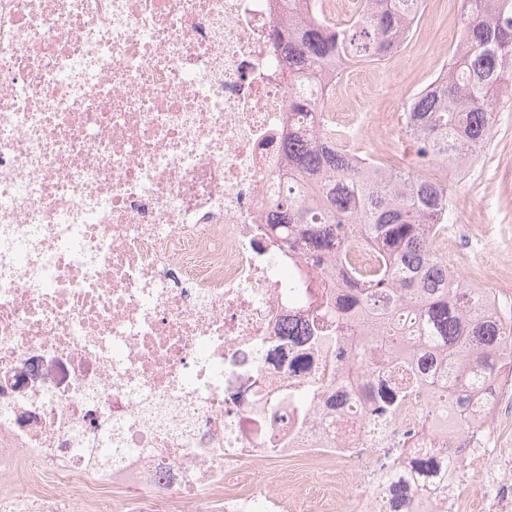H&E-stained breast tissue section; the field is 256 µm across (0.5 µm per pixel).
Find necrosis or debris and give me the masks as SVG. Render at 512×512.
Returning a JSON list of instances; mask_svg holds the SVG:
<instances>
[{
	"label": "necrosis or debris",
	"instance_id": "4bbe7bcc",
	"mask_svg": "<svg viewBox=\"0 0 512 512\" xmlns=\"http://www.w3.org/2000/svg\"><path fill=\"white\" fill-rule=\"evenodd\" d=\"M287 24V0H0V512H512L511 393L462 432L422 371L385 415L397 353L342 378L361 315L306 334L311 269L266 232Z\"/></svg>",
	"mask_w": 512,
	"mask_h": 512
}]
</instances>
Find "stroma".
Here are the masks:
<instances>
[{
	"label": "stroma",
	"instance_id": "stroma-1",
	"mask_svg": "<svg viewBox=\"0 0 512 512\" xmlns=\"http://www.w3.org/2000/svg\"><path fill=\"white\" fill-rule=\"evenodd\" d=\"M426 17L398 54L379 63L346 87H336L330 99L335 112L360 110L381 114L404 106L407 94L428 85L452 50L445 32L459 31L461 0H426ZM454 208L464 236L512 239V95L499 103L498 122L490 146L465 178L449 179ZM460 269L469 283L484 289L501 305L512 306V292L502 281L512 278V250L499 254L490 268L476 263L468 250L459 252Z\"/></svg>",
	"mask_w": 512,
	"mask_h": 512
}]
</instances>
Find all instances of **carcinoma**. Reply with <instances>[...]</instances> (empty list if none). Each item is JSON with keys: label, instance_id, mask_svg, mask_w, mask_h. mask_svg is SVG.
Listing matches in <instances>:
<instances>
[{"label": "carcinoma", "instance_id": "cac0c4a2", "mask_svg": "<svg viewBox=\"0 0 512 512\" xmlns=\"http://www.w3.org/2000/svg\"><path fill=\"white\" fill-rule=\"evenodd\" d=\"M423 0H364L352 24L327 27L304 12H288V70L296 89L288 109L300 114L283 138L288 179L276 198V240L320 266H340L336 253L356 236L378 250L380 261L352 272L353 286L329 302L310 331L333 341L350 311L367 323L391 350L400 347L396 321L411 306L417 329L429 346L446 353L448 381L436 404L448 419L467 427L466 410L498 379L512 384V308L468 285L448 269L432 235L454 210L441 183L404 166L393 153L370 166L336 147V129L324 124L316 99L304 87L333 91L329 67L339 59L382 61L412 31ZM512 87V0H462L461 37L448 64L406 103L409 140L417 160L478 161L491 142L502 91Z\"/></svg>", "mask_w": 512, "mask_h": 512}]
</instances>
